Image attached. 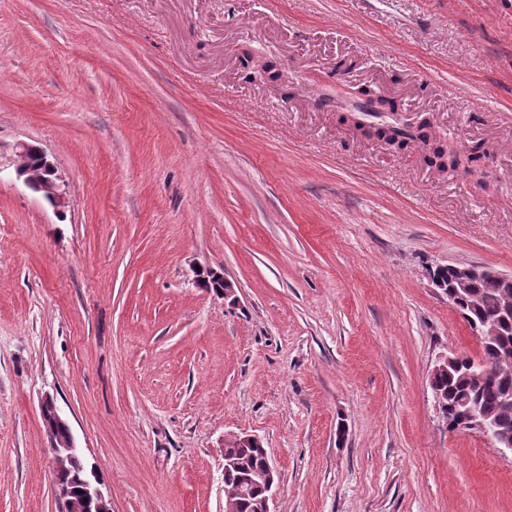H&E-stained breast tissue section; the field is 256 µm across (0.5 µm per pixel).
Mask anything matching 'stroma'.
<instances>
[{
	"mask_svg": "<svg viewBox=\"0 0 512 512\" xmlns=\"http://www.w3.org/2000/svg\"><path fill=\"white\" fill-rule=\"evenodd\" d=\"M353 85L484 174L362 138L322 103ZM20 140L69 206L0 172V512H66L47 396L111 512H224L242 432L275 512H512V457L429 386L481 349L433 271L512 273V0H0Z\"/></svg>",
	"mask_w": 512,
	"mask_h": 512,
	"instance_id": "stroma-1",
	"label": "stroma"
}]
</instances>
